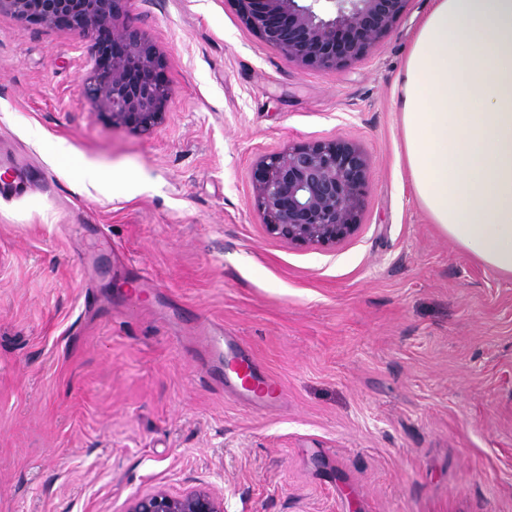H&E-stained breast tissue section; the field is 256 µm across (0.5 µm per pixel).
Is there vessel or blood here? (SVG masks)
Here are the masks:
<instances>
[{
	"instance_id": "b4317fda",
	"label": "vessel or blood",
	"mask_w": 512,
	"mask_h": 512,
	"mask_svg": "<svg viewBox=\"0 0 512 512\" xmlns=\"http://www.w3.org/2000/svg\"><path fill=\"white\" fill-rule=\"evenodd\" d=\"M211 358L210 374L224 390L254 408L271 405V391L277 383L268 375L258 373L253 354L236 337L211 335L207 338Z\"/></svg>"
}]
</instances>
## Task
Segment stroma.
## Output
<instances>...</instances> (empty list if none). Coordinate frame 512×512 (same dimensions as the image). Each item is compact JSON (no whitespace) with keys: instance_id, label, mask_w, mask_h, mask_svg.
<instances>
[{"instance_id":"obj_1","label":"stroma","mask_w":512,"mask_h":512,"mask_svg":"<svg viewBox=\"0 0 512 512\" xmlns=\"http://www.w3.org/2000/svg\"><path fill=\"white\" fill-rule=\"evenodd\" d=\"M432 4L326 70L232 0H128L171 89L148 135L93 113L83 39L0 13V512L197 488L224 512H512V278L432 223L403 154ZM335 138L369 162L357 232L270 236L255 161ZM213 328L279 404L204 382Z\"/></svg>"}]
</instances>
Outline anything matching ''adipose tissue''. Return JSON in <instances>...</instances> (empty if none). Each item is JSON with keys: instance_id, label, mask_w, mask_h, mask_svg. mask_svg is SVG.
Instances as JSON below:
<instances>
[{"instance_id": "ef3b65f1", "label": "adipose tissue", "mask_w": 512, "mask_h": 512, "mask_svg": "<svg viewBox=\"0 0 512 512\" xmlns=\"http://www.w3.org/2000/svg\"><path fill=\"white\" fill-rule=\"evenodd\" d=\"M406 161L453 242L512 278V0H434L401 87Z\"/></svg>"}]
</instances>
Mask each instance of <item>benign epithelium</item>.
I'll return each instance as SVG.
<instances>
[{"instance_id": "benign-epithelium-1", "label": "benign epithelium", "mask_w": 512, "mask_h": 512, "mask_svg": "<svg viewBox=\"0 0 512 512\" xmlns=\"http://www.w3.org/2000/svg\"><path fill=\"white\" fill-rule=\"evenodd\" d=\"M128 0H0L31 24L88 42L92 75L83 93L112 125L151 133L170 97L163 62L125 19ZM408 0H234L242 23L289 60L337 69L362 57L405 11ZM368 161L342 139L312 141L264 156L252 170L255 204L267 233L290 244L330 248L359 227ZM127 512H224L206 488L180 496L159 489Z\"/></svg>"}]
</instances>
